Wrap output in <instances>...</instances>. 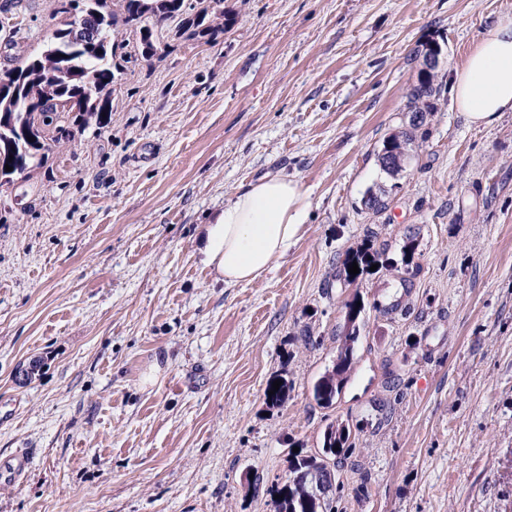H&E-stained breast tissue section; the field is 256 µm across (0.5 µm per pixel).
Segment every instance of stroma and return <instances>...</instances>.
Returning <instances> with one entry per match:
<instances>
[{
	"label": "stroma",
	"instance_id": "1",
	"mask_svg": "<svg viewBox=\"0 0 512 512\" xmlns=\"http://www.w3.org/2000/svg\"><path fill=\"white\" fill-rule=\"evenodd\" d=\"M224 5L209 45L161 23L167 54L122 62L106 127L0 190V457L29 453L0 512H274L289 452L332 423L352 443L336 512H512V112L475 126L441 92L403 170L377 162L418 49L441 45L447 82L512 0ZM56 9L0 0V71L41 53ZM276 173L308 193L304 233L224 287L201 226ZM368 242L376 270L340 282ZM354 299L352 381L322 407Z\"/></svg>",
	"mask_w": 512,
	"mask_h": 512
}]
</instances>
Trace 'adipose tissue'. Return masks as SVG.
I'll list each match as a JSON object with an SVG mask.
<instances>
[{
    "label": "adipose tissue",
    "instance_id": "obj_1",
    "mask_svg": "<svg viewBox=\"0 0 512 512\" xmlns=\"http://www.w3.org/2000/svg\"><path fill=\"white\" fill-rule=\"evenodd\" d=\"M448 85L452 108L471 124L488 127L512 112V19L493 26ZM309 209L307 192L285 174L239 187L205 227L203 264L228 287L260 281L296 244Z\"/></svg>",
    "mask_w": 512,
    "mask_h": 512
}]
</instances>
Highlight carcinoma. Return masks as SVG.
<instances>
[{
  "mask_svg": "<svg viewBox=\"0 0 512 512\" xmlns=\"http://www.w3.org/2000/svg\"><path fill=\"white\" fill-rule=\"evenodd\" d=\"M57 13L64 20L44 51L21 67L0 72V188L42 167L53 146L70 139V128L59 123L56 102L70 103L76 123L87 124L94 118L98 126L105 124L106 114L112 111L114 70L119 68L115 58L128 47L118 35L135 37L134 50L150 60L163 54L162 39L156 34L161 21H175L181 34L206 43L217 41L235 21L224 9V0H197L195 6L187 0H58ZM436 78V73H430L411 88L410 126L384 141L379 154L384 171L397 172L416 142L427 138V117L435 110L431 99L441 91ZM31 137L35 141H29ZM8 165L13 167L10 172ZM354 262L364 273L376 258L368 247L351 253L338 279L353 283L359 278L349 273ZM360 313L357 301L347 304L345 341L332 370L313 387V398L321 405H331L350 377ZM349 438L347 426L328 425L318 451L289 453V474L316 470L324 478V492H332L336 474L330 463L345 454ZM269 494L279 496L273 501L275 512H306L304 502L313 496L294 479L272 486Z\"/></svg>",
  "mask_w": 512,
  "mask_h": 512,
  "instance_id": "carcinoma-1",
  "label": "carcinoma"
}]
</instances>
